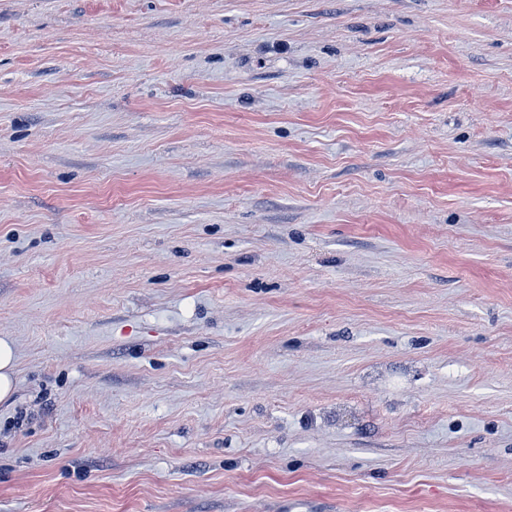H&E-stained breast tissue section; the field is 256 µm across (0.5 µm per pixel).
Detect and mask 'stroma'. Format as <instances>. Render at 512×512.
I'll list each match as a JSON object with an SVG mask.
<instances>
[{"instance_id":"stroma-1","label":"stroma","mask_w":512,"mask_h":512,"mask_svg":"<svg viewBox=\"0 0 512 512\" xmlns=\"http://www.w3.org/2000/svg\"><path fill=\"white\" fill-rule=\"evenodd\" d=\"M0 512H512V0H0ZM16 355L13 342L0 338V403L11 399L15 391Z\"/></svg>"}]
</instances>
